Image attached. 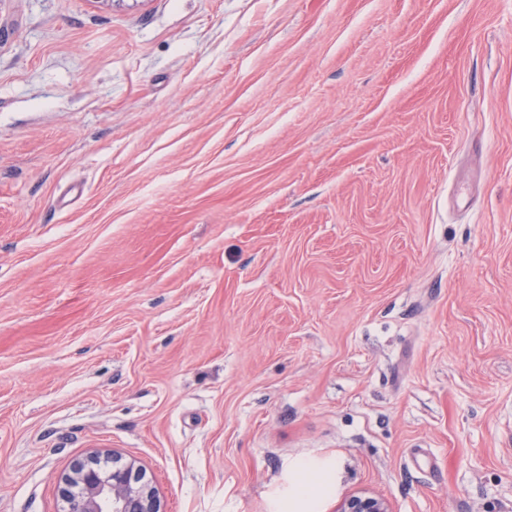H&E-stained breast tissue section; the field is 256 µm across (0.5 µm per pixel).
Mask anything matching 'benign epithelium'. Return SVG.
<instances>
[{"label": "benign epithelium", "mask_w": 512, "mask_h": 512, "mask_svg": "<svg viewBox=\"0 0 512 512\" xmlns=\"http://www.w3.org/2000/svg\"><path fill=\"white\" fill-rule=\"evenodd\" d=\"M133 464L106 468L97 458L77 462L63 479L65 512H161L155 492L143 482ZM337 512H391L377 495L357 492L346 496Z\"/></svg>", "instance_id": "7a95c632"}]
</instances>
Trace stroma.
Here are the masks:
<instances>
[{
  "label": "stroma",
  "mask_w": 512,
  "mask_h": 512,
  "mask_svg": "<svg viewBox=\"0 0 512 512\" xmlns=\"http://www.w3.org/2000/svg\"><path fill=\"white\" fill-rule=\"evenodd\" d=\"M512 512V0H0V512ZM97 458L77 462L63 479L64 512H162L140 469L131 463L109 469ZM314 468L315 467L308 462H299L296 465L295 470L298 475L289 491V498L291 497L293 500L303 501L311 497L315 486L313 483H310L308 479L306 481L303 480L301 476L304 473L308 474ZM337 512H391L388 502L377 495L357 492L346 496Z\"/></svg>",
  "instance_id": "1"
}]
</instances>
